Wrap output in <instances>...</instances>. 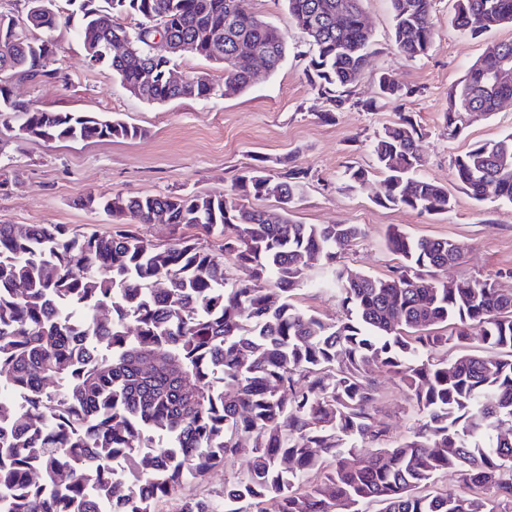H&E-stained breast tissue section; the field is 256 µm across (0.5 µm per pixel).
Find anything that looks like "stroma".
<instances>
[{"label": "stroma", "instance_id": "35a3bbf8", "mask_svg": "<svg viewBox=\"0 0 512 512\" xmlns=\"http://www.w3.org/2000/svg\"><path fill=\"white\" fill-rule=\"evenodd\" d=\"M246 5L286 33L288 56L281 69L234 96L149 104L124 89L110 70L89 65L78 37L81 16L68 0H57L60 21L53 43L64 78L12 81L14 96L48 112L116 115L144 134L96 143L22 140L18 120L0 121V167L13 177L9 190L0 191V224H65L80 233L104 232L114 227L112 217L77 204L88 192L218 195L263 159L274 177L294 165L308 170L305 193L292 213L296 222L361 227V239L342 258L348 269L387 274L397 263L385 241L392 226L416 238L452 239L462 245L461 259L432 270L433 279H490L512 287V205L473 200L460 189L451 165L455 155L512 131V102L492 115L470 114L455 138L449 137L444 122L452 86L482 55L488 40H512V26L487 37L464 35L451 24L454 0H433L437 34L428 56L412 60L394 46L391 0H363L373 55L354 94L376 106L370 111L352 107L329 118L324 100L305 75L306 37L292 23L283 0H246ZM383 71L412 88L402 109L380 100L377 77ZM401 111L426 133L424 174L447 186L454 205L446 213L420 215L383 207L374 200L375 187L349 191L342 186L346 167L373 166L372 140ZM330 278L324 266L313 264L308 286L296 292V305L335 320L340 307L335 290L327 286ZM375 383L381 394L378 415L389 442L401 443L415 430L419 412L391 373L377 370Z\"/></svg>", "mask_w": 512, "mask_h": 512}]
</instances>
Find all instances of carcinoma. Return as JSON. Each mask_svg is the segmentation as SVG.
Masks as SVG:
<instances>
[{"instance_id": "obj_1", "label": "carcinoma", "mask_w": 512, "mask_h": 512, "mask_svg": "<svg viewBox=\"0 0 512 512\" xmlns=\"http://www.w3.org/2000/svg\"><path fill=\"white\" fill-rule=\"evenodd\" d=\"M90 65L112 71L146 103L208 100L206 75L168 80L197 56L224 72V95L255 84L254 61L275 74L287 35L245 0H69ZM308 38L309 80L329 107L370 109L352 87L372 54L361 0H284ZM432 0H391L399 54L427 55L436 32ZM454 27L474 37L512 25V0H455ZM123 14L140 21L117 22ZM58 22L55 0H27L22 16L0 12V120L20 114L18 136L64 141L133 139L144 130L108 116L46 112L13 99V79H55L52 43L36 36ZM160 37L183 45L167 57ZM114 40L130 51L105 53ZM247 44L250 54L238 47ZM512 40L490 42L449 94L448 137L466 115L497 112L512 98ZM382 97L399 120L375 136V202L419 214L452 206L446 187L422 174L425 138L402 112L412 91L383 72ZM476 201L512 204V133L452 160ZM345 171V188L370 182ZM309 179L294 166L277 180L256 165L230 192L88 194L79 204L148 224L167 214V240L130 229L80 234L65 224H0V512H156L227 457L242 473L211 497H183L179 512H512V288L496 281L438 282L428 268L459 260L449 239L411 238L395 227L386 246L398 265L384 276L338 266L361 237L356 224L292 218ZM273 196L274 209L249 198ZM332 269L341 306L328 322L293 302L311 262ZM239 274H230V269ZM399 377L424 422L387 444L376 419L372 375ZM121 456L135 471L115 473ZM454 471L460 490H432Z\"/></svg>"}]
</instances>
